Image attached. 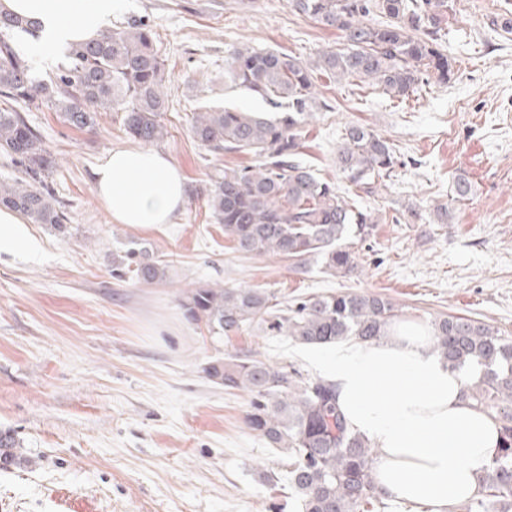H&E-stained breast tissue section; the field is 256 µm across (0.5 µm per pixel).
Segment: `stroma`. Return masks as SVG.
Returning <instances> with one entry per match:
<instances>
[{
    "label": "stroma",
    "instance_id": "stroma-1",
    "mask_svg": "<svg viewBox=\"0 0 512 512\" xmlns=\"http://www.w3.org/2000/svg\"><path fill=\"white\" fill-rule=\"evenodd\" d=\"M455 4L441 41L456 60L451 84L422 86L404 101L348 82L321 89L332 109L313 118L302 154L320 177L338 181L348 123L389 138L398 156L383 186L356 199L380 216L354 241L357 269L331 278L316 263L301 274L278 256H244L225 238L200 191L213 168L254 159L205 152L189 123L207 100L262 109L225 89L230 47L307 60L340 46V31L288 0H120L113 25L148 24L171 73L167 134L156 147L184 176L187 203L170 224L112 223L92 170L131 145L121 113H100L83 131L47 108L26 113L56 160L46 184L65 206L68 230L30 225L37 256L0 255V433L23 453L0 462V512H300L287 482L265 478L282 458L246 427L248 395L212 383L204 369L244 349L313 377L309 348L258 325L210 335L186 318L182 289L258 285L283 302L373 293L402 320L466 316L512 335V35L492 24L512 19V0ZM461 173L473 191L454 204L450 187ZM440 205L452 212L448 223L435 217ZM136 240L168 262L167 282L113 274V254Z\"/></svg>",
    "mask_w": 512,
    "mask_h": 512
}]
</instances>
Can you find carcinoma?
I'll use <instances>...</instances> for the list:
<instances>
[{
  "label": "carcinoma",
  "mask_w": 512,
  "mask_h": 512,
  "mask_svg": "<svg viewBox=\"0 0 512 512\" xmlns=\"http://www.w3.org/2000/svg\"><path fill=\"white\" fill-rule=\"evenodd\" d=\"M289 5L316 25L341 31L342 45L309 61L276 50L228 49L224 88L244 90L270 111L202 107L193 114L190 132L211 152L255 159L249 167L214 168L204 191L212 217L224 225L236 250L252 258L276 254L301 270L316 260L322 273L338 277L358 267L347 239L368 234L377 219L301 160L315 109L330 108L318 97L317 76L336 83L351 79L396 99L412 96L425 83H452L454 62L440 41L456 12L455 0H289ZM17 30H28V23L0 12V98L7 103L0 107V150L22 166L14 183H0V207L63 233L67 216L45 184L52 155L22 111L54 107L76 129L93 127L100 112L121 111L127 135L151 145L166 134L162 114L172 78L142 21L71 45L66 62L47 80L35 78L28 56L15 49ZM396 164L389 139L359 123L344 126L336 167L347 191L374 193ZM471 193L469 178L456 176L451 201L463 202ZM126 267L140 284L163 283L169 275L168 263L145 247L113 256L115 274ZM180 302L185 316L211 334L237 333L258 323L304 345L347 339L372 344L397 317L390 300L357 292L288 305L265 288L207 284L183 292ZM431 327L434 350L448 368L478 370L466 377L464 396L488 413L501 433L481 491L465 502L463 512H512V341L493 326L459 316H441ZM205 373L214 384L250 396L245 422L288 459V485L302 512L402 508L376 491L371 472L377 452L348 426L333 383L245 353L216 359Z\"/></svg>",
  "instance_id": "carcinoma-1"
}]
</instances>
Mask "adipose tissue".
Wrapping results in <instances>:
<instances>
[{
  "instance_id": "obj_1",
  "label": "adipose tissue",
  "mask_w": 512,
  "mask_h": 512,
  "mask_svg": "<svg viewBox=\"0 0 512 512\" xmlns=\"http://www.w3.org/2000/svg\"><path fill=\"white\" fill-rule=\"evenodd\" d=\"M0 11L33 24L20 47L53 57L108 29L117 0H0ZM93 177L116 224H167L187 201L184 177L162 151L114 148ZM38 251L18 213L0 209V255ZM432 342L429 328L403 320L375 344L340 341L311 355L335 383L349 424L379 450L375 486L413 512H448L474 497L500 442L498 425L464 401L462 375L432 353Z\"/></svg>"
}]
</instances>
